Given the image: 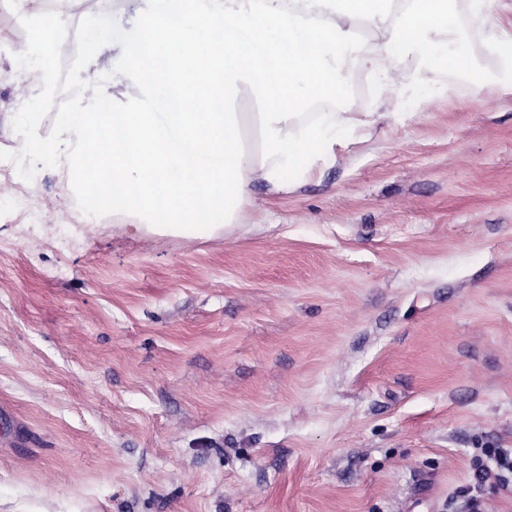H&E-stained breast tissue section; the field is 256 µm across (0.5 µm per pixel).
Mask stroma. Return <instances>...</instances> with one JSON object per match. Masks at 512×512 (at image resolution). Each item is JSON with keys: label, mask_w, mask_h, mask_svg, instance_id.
<instances>
[{"label": "stroma", "mask_w": 512, "mask_h": 512, "mask_svg": "<svg viewBox=\"0 0 512 512\" xmlns=\"http://www.w3.org/2000/svg\"><path fill=\"white\" fill-rule=\"evenodd\" d=\"M161 2L0 0V72L65 28L51 82H0V512H469L480 449L512 448V0L451 3L485 87L435 76L238 224L104 208L92 235L79 173L3 167L76 101H130L120 51ZM380 96L356 67L339 106ZM59 34V28L54 22H47L37 26L30 51L29 64L39 66L50 48L52 42Z\"/></svg>", "instance_id": "obj_1"}]
</instances>
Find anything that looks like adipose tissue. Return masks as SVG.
Segmentation results:
<instances>
[{
	"mask_svg": "<svg viewBox=\"0 0 512 512\" xmlns=\"http://www.w3.org/2000/svg\"><path fill=\"white\" fill-rule=\"evenodd\" d=\"M363 25L373 49L361 64L386 93L382 111H308V104L342 97L339 71ZM300 42L306 51L289 60L286 77L269 79L282 45ZM456 42L448 0H291L287 6L281 0H166L163 9L147 13L123 54L133 77L131 103L109 112L76 106L62 120L61 140L27 138L22 149L79 171L84 146L102 126L118 122L109 184L97 198L137 216L127 232L158 223L229 224L249 201L254 181L280 192L291 177L335 161L356 133L395 117L402 93L429 89L430 72L453 69L483 85L484 73ZM202 44L207 53L198 65L193 51ZM147 51L163 65L144 69ZM396 53L421 56L422 69L406 78L387 62ZM187 84L226 106L251 95L260 109L202 118L177 111L176 97ZM171 165L188 177L178 189L179 205L162 213L153 189Z\"/></svg>",
	"mask_w": 512,
	"mask_h": 512,
	"instance_id": "ef3b65f1",
	"label": "adipose tissue"
}]
</instances>
